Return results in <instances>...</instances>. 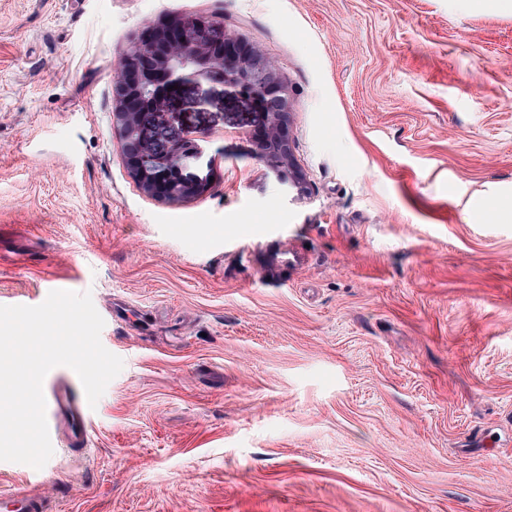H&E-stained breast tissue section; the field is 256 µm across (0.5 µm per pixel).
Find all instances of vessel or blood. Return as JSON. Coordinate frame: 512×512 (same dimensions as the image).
Masks as SVG:
<instances>
[{
  "mask_svg": "<svg viewBox=\"0 0 512 512\" xmlns=\"http://www.w3.org/2000/svg\"><path fill=\"white\" fill-rule=\"evenodd\" d=\"M45 390L50 439L63 436L71 447L86 446L94 411L84 392L63 378L46 385ZM0 512H53V505L47 498L21 487L0 493Z\"/></svg>",
  "mask_w": 512,
  "mask_h": 512,
  "instance_id": "vessel-or-blood-1",
  "label": "vessel or blood"
}]
</instances>
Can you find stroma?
Instances as JSON below:
<instances>
[{
	"instance_id": "35a3bbf8",
	"label": "stroma",
	"mask_w": 512,
	"mask_h": 512,
	"mask_svg": "<svg viewBox=\"0 0 512 512\" xmlns=\"http://www.w3.org/2000/svg\"><path fill=\"white\" fill-rule=\"evenodd\" d=\"M263 49L306 193L248 103L188 82L166 119L209 189L146 196L112 130L139 28ZM296 250L303 266L283 269ZM90 292L124 366L55 512H512V10L479 0H0V305Z\"/></svg>"
}]
</instances>
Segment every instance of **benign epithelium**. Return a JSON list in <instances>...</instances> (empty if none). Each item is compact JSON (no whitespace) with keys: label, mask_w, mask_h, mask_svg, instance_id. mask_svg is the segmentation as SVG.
I'll return each instance as SVG.
<instances>
[{"label":"benign epithelium","mask_w":512,"mask_h":512,"mask_svg":"<svg viewBox=\"0 0 512 512\" xmlns=\"http://www.w3.org/2000/svg\"><path fill=\"white\" fill-rule=\"evenodd\" d=\"M189 80L221 83L252 108L253 154L284 184L304 190L306 177L292 153L289 124L294 103L288 85L261 48L196 18L146 22L119 58L112 82V128L141 191L157 199L200 194L211 174L190 168L203 150L194 132L176 130L168 87Z\"/></svg>","instance_id":"benign-epithelium-1"}]
</instances>
